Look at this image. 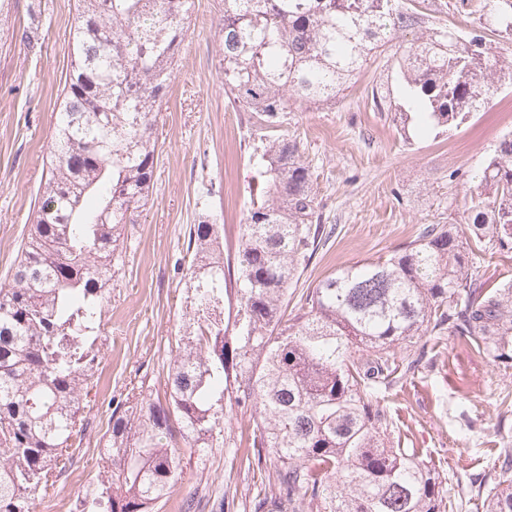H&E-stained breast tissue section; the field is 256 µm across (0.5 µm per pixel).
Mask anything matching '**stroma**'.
Segmentation results:
<instances>
[{
  "label": "stroma",
  "instance_id": "35a3bbf8",
  "mask_svg": "<svg viewBox=\"0 0 512 512\" xmlns=\"http://www.w3.org/2000/svg\"><path fill=\"white\" fill-rule=\"evenodd\" d=\"M480 0H405L427 28L469 30ZM41 13L38 45L15 34L29 7ZM76 0H12L0 15V279L15 263L41 184L57 102L72 70L70 29ZM224 0H194L190 29L174 78L159 108V156L145 207L126 225L118 272L101 323L105 340L97 394L84 410L87 433L74 462L35 501L33 512H76L99 484V453L109 429L110 399L133 387L162 394L178 352L187 295L186 233L200 214L224 227L235 247L251 197L263 183L249 160L254 129L248 113L224 94L218 31ZM389 54L372 60L335 106L291 113L284 132L296 139L317 175L323 221L336 234L301 273L315 286L334 270L385 258L430 224H459L463 197L476 189L489 154L512 132V92L495 94L457 127L401 132L398 110L376 111L375 85H397ZM425 357L413 379L386 398L409 448L440 463L454 512H482L470 478L495 477L498 454L512 447V367L499 366L459 337L419 338ZM182 474L158 512H183L186 498L201 512H250L263 475L247 467L246 448L216 445L205 455L182 448Z\"/></svg>",
  "mask_w": 512,
  "mask_h": 512
}]
</instances>
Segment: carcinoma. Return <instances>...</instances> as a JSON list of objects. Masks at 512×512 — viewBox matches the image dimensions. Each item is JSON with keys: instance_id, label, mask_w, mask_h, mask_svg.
<instances>
[{"instance_id": "obj_1", "label": "carcinoma", "mask_w": 512, "mask_h": 512, "mask_svg": "<svg viewBox=\"0 0 512 512\" xmlns=\"http://www.w3.org/2000/svg\"><path fill=\"white\" fill-rule=\"evenodd\" d=\"M192 5L78 0L47 176L0 282V512H33L85 436L112 258L148 201L153 129ZM423 24L404 0H224V94L256 117L251 157L265 190L232 252L224 225L189 226L188 322L165 400L133 387L116 404L87 512H155L178 482L179 442H231L226 404L249 413L246 441L266 474L253 512H453L439 468L403 446L381 400L421 362L394 348L427 333L512 362V282L491 287L470 264L476 250L512 253V135L481 191L464 196L465 224H431L400 254L338 269L293 306L300 267L330 232L297 142L272 137L288 114L336 102L398 32ZM488 31L512 35V0H482L473 45L450 27L395 49L421 129L460 125L512 88V61ZM498 461L499 479L471 482L484 512H512V448Z\"/></svg>"}]
</instances>
